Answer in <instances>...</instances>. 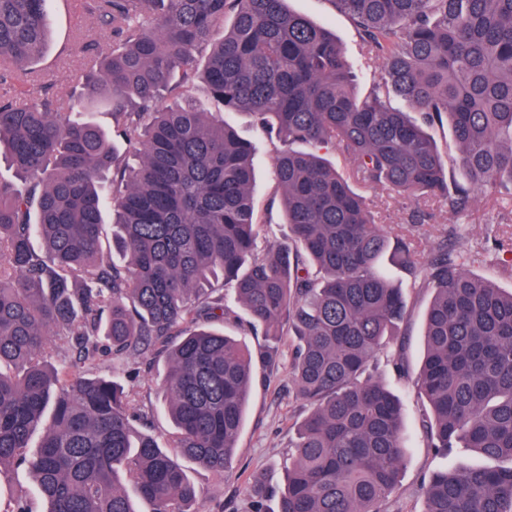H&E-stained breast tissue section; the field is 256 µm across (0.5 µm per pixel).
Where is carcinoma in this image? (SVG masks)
<instances>
[{"label": "carcinoma", "instance_id": "carcinoma-1", "mask_svg": "<svg viewBox=\"0 0 512 512\" xmlns=\"http://www.w3.org/2000/svg\"><path fill=\"white\" fill-rule=\"evenodd\" d=\"M333 2L377 63L362 98L336 37L287 0H88L112 40L80 43L96 64L83 91L0 98L16 176L0 182V474L28 471L44 512H138L134 496L149 512H206L180 458L230 472L254 364L276 372L285 334L307 412L277 512H385L406 441L374 371L407 310L386 254L432 290L415 376L427 447L499 461L432 472L424 512H512V291L471 273L485 258L456 229L422 250L377 223L363 192L437 202L458 224L476 192L512 186V0ZM47 3L0 0V79L42 57ZM196 79L224 111L194 107ZM100 108L135 165L120 164ZM238 110L281 146L291 237L262 249L253 149L224 121ZM442 122L458 178L430 133ZM107 208L123 265L101 258ZM226 289L242 334L264 336L256 355L224 330L239 320ZM161 359L163 445L135 427L140 391L98 373ZM249 492V512H272L265 474Z\"/></svg>", "mask_w": 512, "mask_h": 512}]
</instances>
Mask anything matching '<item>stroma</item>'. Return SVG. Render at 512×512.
Masks as SVG:
<instances>
[{
  "label": "stroma",
  "mask_w": 512,
  "mask_h": 512,
  "mask_svg": "<svg viewBox=\"0 0 512 512\" xmlns=\"http://www.w3.org/2000/svg\"><path fill=\"white\" fill-rule=\"evenodd\" d=\"M290 9L324 26L336 35L346 59L353 70L366 66L359 36L351 20L338 11L333 0H289ZM51 38L48 49L34 68L32 78L0 81V98L21 96L34 84L48 83L61 95H70L76 74L91 67L90 57L76 53L75 46L85 34L95 32L94 19L89 15L85 0H51L49 4ZM237 135L254 148L255 209L262 223L257 238L258 247L282 240L288 234L279 204L273 203L276 151L259 130L252 117L242 112L227 116ZM378 223L393 227L411 223L420 217V230H443L449 226L446 209L424 201H410L377 189L366 192ZM469 223L461 225L468 246L475 251L488 252V264L476 271L492 279L504 290L512 289V197L502 196L497 202L476 197ZM381 269L388 277L406 288L408 317L402 335L391 341L388 354L401 355L410 369L400 375L392 364L380 363L378 376L403 404L404 429L408 451L401 467L400 481L385 504L386 512H423L424 481L428 475L449 465L473 466L482 459L468 448H456L448 455L435 454L426 446L421 424V400L411 374L417 371L424 353V320L432 294L409 290L406 274L389 260H382ZM305 408L297 399L290 377L289 364H282L274 375L255 368L254 382L243 429L230 475L222 477L187 464V473L203 490L212 512H247V484L256 471L266 473L271 487L282 481L284 467L291 449L293 424Z\"/></svg>",
  "instance_id": "35a3bbf8"
}]
</instances>
